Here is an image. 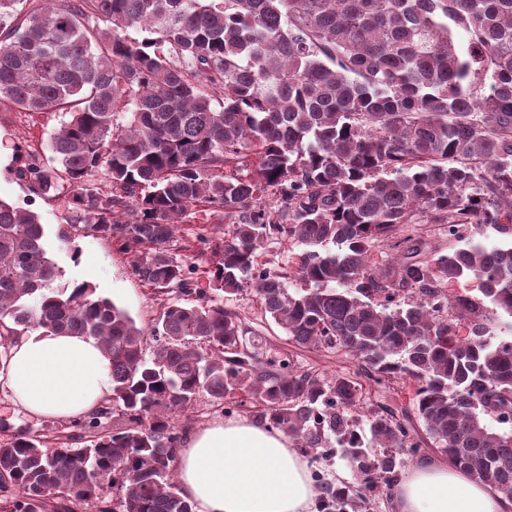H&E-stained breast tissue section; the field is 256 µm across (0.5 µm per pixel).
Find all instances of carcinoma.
<instances>
[{"label": "carcinoma", "mask_w": 512, "mask_h": 512, "mask_svg": "<svg viewBox=\"0 0 512 512\" xmlns=\"http://www.w3.org/2000/svg\"><path fill=\"white\" fill-rule=\"evenodd\" d=\"M4 98L69 113L51 164L20 174L41 193L66 178L70 223L116 240L140 280L192 293L198 266L172 251L200 208L221 233L195 236L208 288L251 286L295 347L358 370L260 361L202 289L146 330L89 283L57 294L39 215L0 200V369L34 330L91 336L112 365L87 420L0 416V512H195L176 420L203 393L219 407L239 392L303 453L331 438L345 451L360 483L317 478L318 512L391 502L428 443L512 500V428L486 423L512 419V338L488 339L512 317V242L475 241L512 239V0H0ZM419 224L457 246L429 248ZM279 237L307 246L293 293L288 273L255 267ZM470 275L481 296L449 298ZM362 376L414 385V412L371 402Z\"/></svg>", "instance_id": "1"}]
</instances>
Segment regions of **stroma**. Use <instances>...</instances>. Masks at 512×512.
Listing matches in <instances>:
<instances>
[{
    "label": "stroma",
    "instance_id": "stroma-1",
    "mask_svg": "<svg viewBox=\"0 0 512 512\" xmlns=\"http://www.w3.org/2000/svg\"><path fill=\"white\" fill-rule=\"evenodd\" d=\"M65 112L30 113L0 100V199L37 213L47 232L49 250L61 273L52 286L71 290L78 282H91L98 295L108 298L133 318L149 325L158 314L162 296L139 280L132 269V255L121 252L115 241L95 233L77 231L68 222L69 187L40 194L28 180L17 175L30 153L41 160L50 157L48 142L66 121ZM213 302L235 311L250 329L259 351L293 353L299 370L331 375L352 370L348 358L321 349H293L285 330L266 316L253 291L233 296L212 293Z\"/></svg>",
    "mask_w": 512,
    "mask_h": 512
}]
</instances>
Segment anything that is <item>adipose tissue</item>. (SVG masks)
<instances>
[{"label": "adipose tissue", "instance_id": "ef3b65f1", "mask_svg": "<svg viewBox=\"0 0 512 512\" xmlns=\"http://www.w3.org/2000/svg\"><path fill=\"white\" fill-rule=\"evenodd\" d=\"M111 393L110 360L86 336H19L0 371L7 410L36 418L81 421ZM178 469L180 490L196 512H314L311 473L292 440L247 418L188 434ZM391 512H512V502L447 459L424 457L399 481Z\"/></svg>", "mask_w": 512, "mask_h": 512}]
</instances>
